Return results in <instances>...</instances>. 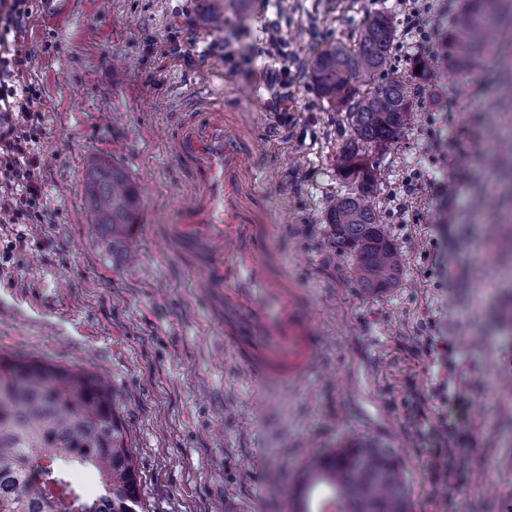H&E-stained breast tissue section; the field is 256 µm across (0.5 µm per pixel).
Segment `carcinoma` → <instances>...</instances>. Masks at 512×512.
<instances>
[{
	"label": "carcinoma",
	"instance_id": "cac0c4a2",
	"mask_svg": "<svg viewBox=\"0 0 512 512\" xmlns=\"http://www.w3.org/2000/svg\"><path fill=\"white\" fill-rule=\"evenodd\" d=\"M512 0H469V18L448 28V67L464 69L494 46L489 31ZM396 28L386 13L369 19L352 45L332 43L312 61L310 78L323 98L348 113L353 138L336 156L346 190L324 223L336 247L354 256L365 291L400 280L402 252L370 203L379 176L369 149L400 137L415 112L413 80L389 75ZM88 199L97 227L120 246L139 208L135 187L102 160L87 168ZM82 467L93 485L72 482ZM127 428L111 385L100 376L23 355L0 356V512H144ZM322 488L337 512H410L403 468L387 448L355 445L315 456L294 491L297 512Z\"/></svg>",
	"mask_w": 512,
	"mask_h": 512
}]
</instances>
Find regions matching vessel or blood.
<instances>
[{
  "mask_svg": "<svg viewBox=\"0 0 512 512\" xmlns=\"http://www.w3.org/2000/svg\"><path fill=\"white\" fill-rule=\"evenodd\" d=\"M182 101L172 118L169 153L194 191L167 235L207 254L204 281L224 304V343L246 366L250 382L299 383L314 368L316 329L299 308L297 290L269 271L275 226L258 202L257 136L225 113L223 89L205 85Z\"/></svg>",
  "mask_w": 512,
  "mask_h": 512,
  "instance_id": "vessel-or-blood-1",
  "label": "vessel or blood"
}]
</instances>
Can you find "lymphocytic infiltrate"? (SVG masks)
<instances>
[{"mask_svg":"<svg viewBox=\"0 0 512 512\" xmlns=\"http://www.w3.org/2000/svg\"><path fill=\"white\" fill-rule=\"evenodd\" d=\"M38 0H0V224H40L43 190L39 183L36 145L43 131L42 117L35 106L40 91L22 75L30 64L28 56L16 48V39ZM433 0H410L404 24L416 45H434Z\"/></svg>","mask_w":512,"mask_h":512,"instance_id":"obj_1","label":"lymphocytic infiltrate"}]
</instances>
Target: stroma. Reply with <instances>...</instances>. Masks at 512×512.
<instances>
[{"label":"stroma","instance_id":"35a3bbf8","mask_svg":"<svg viewBox=\"0 0 512 512\" xmlns=\"http://www.w3.org/2000/svg\"><path fill=\"white\" fill-rule=\"evenodd\" d=\"M380 12L403 22L398 0H273L282 45L268 65L288 73L287 107L239 56L186 57L190 39L230 29L249 42L254 0H225L213 17L207 0H67L25 23L52 221L0 226V353L109 378L148 512H294L307 459L350 444L393 451L411 512H512V23L493 60L420 92L413 125L372 150L377 207L405 266L397 287L370 294L323 222L353 132L309 70ZM211 83L260 132L258 182L282 226L270 271L310 295L322 331L317 367L294 388L252 390L225 352L199 259L163 232L189 191L164 134L180 94ZM94 159L137 190L136 261L92 226ZM417 171L419 193L401 199ZM437 343L449 346L440 364ZM459 395L452 448L442 420Z\"/></svg>","mask_w":512,"mask_h":512}]
</instances>
